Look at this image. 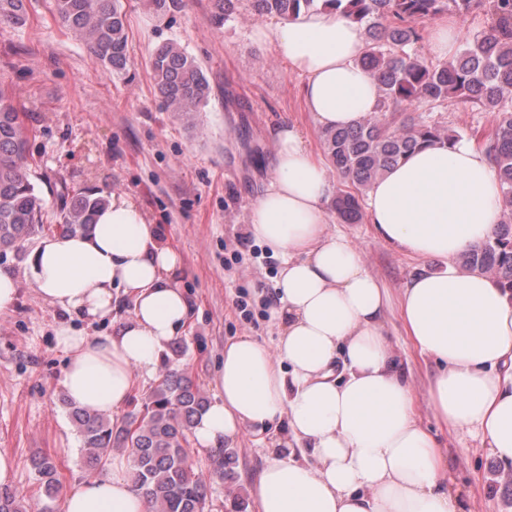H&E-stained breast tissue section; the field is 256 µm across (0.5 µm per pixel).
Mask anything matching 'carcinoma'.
I'll return each instance as SVG.
<instances>
[{
  "instance_id": "1",
  "label": "carcinoma",
  "mask_w": 512,
  "mask_h": 512,
  "mask_svg": "<svg viewBox=\"0 0 512 512\" xmlns=\"http://www.w3.org/2000/svg\"><path fill=\"white\" fill-rule=\"evenodd\" d=\"M259 15L290 19L317 5L334 8L360 24L366 35L361 67L377 82V112L354 128L325 129L322 139L336 174L355 187L341 191L334 206L347 224L362 218L359 196L386 170L429 142H456L459 130L405 118L395 121L404 103L433 108L448 105L494 117L493 137L486 147L507 208L493 237L461 254L466 271L496 277L512 291V0H250ZM56 16L87 42L93 56L114 71L128 64V36L120 0H53ZM235 8L234 0H213L211 19L221 24ZM481 14L487 28L476 34L456 57L427 61L419 51L422 25L444 15ZM23 26L25 0H0V23ZM154 85L166 109L192 121L211 97L212 88L200 64L175 43L155 52L151 62ZM30 130L4 90H0V256L19 248L36 231L43 200L26 172ZM102 197L78 196L63 210L57 230L71 234L92 223ZM208 400L188 374L167 368L142 402L120 417L90 412L66 403L79 433L91 472L105 467L112 449L128 452V478L146 499L150 512H204L212 482L237 478L236 453L220 448L208 471L197 468L188 447L191 429ZM40 489L52 512L60 491L55 459H32ZM24 497L0 491V512H27Z\"/></svg>"
}]
</instances>
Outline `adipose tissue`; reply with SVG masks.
<instances>
[{
    "label": "adipose tissue",
    "mask_w": 512,
    "mask_h": 512,
    "mask_svg": "<svg viewBox=\"0 0 512 512\" xmlns=\"http://www.w3.org/2000/svg\"><path fill=\"white\" fill-rule=\"evenodd\" d=\"M257 37L304 76V103L321 128L351 127L375 111L377 85L359 63L363 30L339 11L303 10ZM269 137L272 176L250 231L283 257L281 335L273 351L251 336L225 345L214 397L192 429L196 452L233 447L248 429L272 431L253 490L258 512H467L447 458L416 419L413 383L386 332L388 292L350 238L327 230L334 184L325 164L292 122ZM504 206L487 152L461 140L428 145L388 170L365 211L401 251L442 259L441 269L408 280L404 332L439 366L427 398L442 423L476 431L497 463L512 466V294L456 263L494 234ZM28 276L68 317L56 331L67 357L61 385L86 409L128 404L189 319L182 256L127 193L113 194L87 231L41 238ZM117 289L131 309L111 333L73 328L74 316H110ZM128 467L116 457L110 475L67 484L63 512H149Z\"/></svg>",
    "instance_id": "adipose-tissue-1"
}]
</instances>
